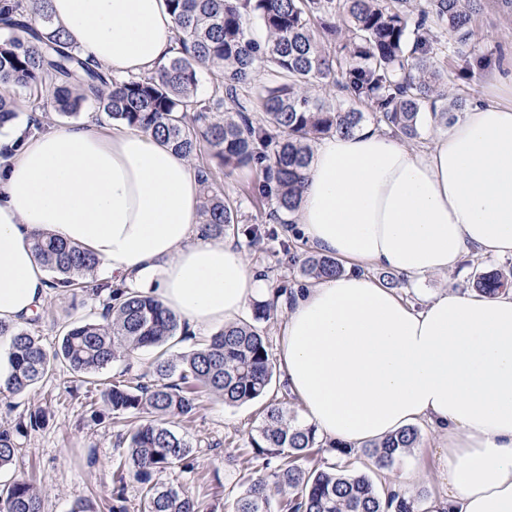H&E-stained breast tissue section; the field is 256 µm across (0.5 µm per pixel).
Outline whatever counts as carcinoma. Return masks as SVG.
<instances>
[{
	"instance_id": "cac0c4a2",
	"label": "carcinoma",
	"mask_w": 512,
	"mask_h": 512,
	"mask_svg": "<svg viewBox=\"0 0 512 512\" xmlns=\"http://www.w3.org/2000/svg\"><path fill=\"white\" fill-rule=\"evenodd\" d=\"M179 51L156 76L118 80L87 65L69 34L53 22L50 0H0V84L22 87L33 100L53 89L50 108L64 116L85 107L103 109L121 124L150 131L194 160L208 146L218 165L249 167L259 179L247 190L267 201L269 220L290 224L313 143L333 133H350L371 116L407 140L419 136L425 105L441 123L463 98L453 92L447 67L435 60L437 35L429 16L465 42L481 0H168ZM266 81L252 85L259 65ZM213 79V95L197 97L199 75ZM335 85L355 103L330 105L314 89ZM202 185L200 215L209 234L224 236L242 223V214L224 195L209 165L198 164ZM36 254L52 274V288L85 292L102 307L96 321L71 325L52 350L21 324L0 321V338H10L13 375L10 392L31 390L56 366L87 378L137 351L160 349L152 383L113 382L101 390L109 418L125 422L127 453L115 468L111 512H128L125 479L141 486L138 512H201V504L174 485L161 486L164 470L194 468L193 446L168 420L192 421L206 392L226 406L250 403L267 394L274 377L266 337L249 321L225 327L198 348L172 355L166 346L182 330L180 320L156 299L114 291L107 282L90 284L99 260L90 251L55 238L38 237ZM312 278L342 272L336 258L318 253L302 261ZM503 274L488 272L477 290L493 295ZM46 422L40 411L29 422L0 429V470L18 452L24 426ZM418 430L405 427L381 443L367 445L375 470L353 474L342 464L312 466L318 446L315 427L269 404L251 437L256 455L273 467L275 489L288 493V512H420L418 501L394 489L384 470L417 447ZM264 479L252 481L235 512H271ZM0 512H40V496L25 479L0 485Z\"/></svg>"
}]
</instances>
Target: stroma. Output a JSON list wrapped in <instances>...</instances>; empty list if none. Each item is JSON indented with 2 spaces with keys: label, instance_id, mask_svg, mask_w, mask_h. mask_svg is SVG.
Returning a JSON list of instances; mask_svg holds the SVG:
<instances>
[{
  "label": "stroma",
  "instance_id": "35a3bbf8",
  "mask_svg": "<svg viewBox=\"0 0 512 512\" xmlns=\"http://www.w3.org/2000/svg\"><path fill=\"white\" fill-rule=\"evenodd\" d=\"M473 35L467 42L441 34L444 50L438 55L456 74V84L465 101L485 93L486 82L476 70L478 59L498 63L512 51V9L503 8L501 0H487L483 12L472 21ZM249 170H233L223 176L224 192L241 204L245 221L231 237L244 251L252 268L262 274L271 292L291 295L309 285L301 274L298 259L313 248L300 237L298 225L282 227L269 223L268 209L246 199L244 191L254 182ZM259 227L262 237L251 241L248 231ZM512 269V259L471 258L445 275H435L414 284L399 279L397 291L417 301L445 285L461 291H473L479 274ZM99 307L82 295L50 293L38 323L31 330L46 348L57 345L65 330L81 320L96 318ZM86 384H73L70 372L56 367L52 374L28 392L0 393V427L12 428L20 418L35 409H43L45 425L30 428L20 436V450L12 465L0 472V482L16 478L31 480L41 496V512H71L77 501L92 502L96 512H109L115 463L126 455V445L112 425H93L85 405ZM202 408L187 432L193 444V471L177 469L158 474L159 483L179 486L198 500L204 512H232L236 498L255 478L260 459L251 453L250 440L262 419L265 402L281 403L297 409L295 397L284 385L282 372H275L265 400L237 407L225 406L212 395H201ZM418 446L387 470L389 479L407 477L409 494L422 503L444 498L447 481L443 467L445 441L428 424L418 423Z\"/></svg>",
  "mask_w": 512,
  "mask_h": 512
}]
</instances>
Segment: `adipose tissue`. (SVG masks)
<instances>
[{"instance_id":"ef3b65f1","label":"adipose tissue","mask_w":512,"mask_h":512,"mask_svg":"<svg viewBox=\"0 0 512 512\" xmlns=\"http://www.w3.org/2000/svg\"><path fill=\"white\" fill-rule=\"evenodd\" d=\"M92 66L155 74L173 54L167 0H50ZM194 163L151 133L85 121L0 135V320L51 291L33 241L89 249L104 279L193 330L242 321L263 288L234 241L206 236ZM341 260L290 302L278 361L301 420L356 448L416 422L442 432L448 490L429 512H512V290L448 289L415 305L367 273L410 279L472 254L512 258V104L460 112L432 146L364 126L315 144L294 214Z\"/></svg>"}]
</instances>
